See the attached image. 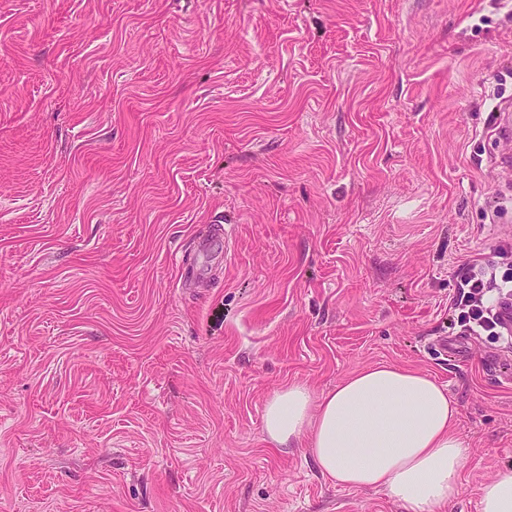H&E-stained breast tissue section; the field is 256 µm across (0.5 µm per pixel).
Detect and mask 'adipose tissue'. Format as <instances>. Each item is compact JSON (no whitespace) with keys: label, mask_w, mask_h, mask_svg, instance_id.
<instances>
[{"label":"adipose tissue","mask_w":512,"mask_h":512,"mask_svg":"<svg viewBox=\"0 0 512 512\" xmlns=\"http://www.w3.org/2000/svg\"><path fill=\"white\" fill-rule=\"evenodd\" d=\"M445 386L379 362L313 397L292 382L264 409V432L280 448H303L318 472L347 489H380L406 512H438L461 493L469 448Z\"/></svg>","instance_id":"1"}]
</instances>
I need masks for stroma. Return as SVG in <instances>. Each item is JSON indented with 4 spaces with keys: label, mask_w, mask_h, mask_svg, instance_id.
Here are the masks:
<instances>
[{
    "label": "stroma",
    "mask_w": 512,
    "mask_h": 512,
    "mask_svg": "<svg viewBox=\"0 0 512 512\" xmlns=\"http://www.w3.org/2000/svg\"><path fill=\"white\" fill-rule=\"evenodd\" d=\"M495 107L512 0H0V512H405L263 431L378 362L457 401L477 512L512 344L448 308L512 239Z\"/></svg>",
    "instance_id": "1"
}]
</instances>
